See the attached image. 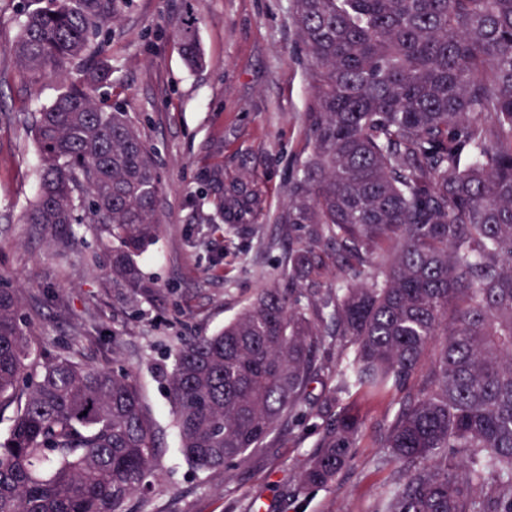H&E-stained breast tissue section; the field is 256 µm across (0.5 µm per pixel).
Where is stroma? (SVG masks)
<instances>
[{
    "label": "stroma",
    "mask_w": 512,
    "mask_h": 512,
    "mask_svg": "<svg viewBox=\"0 0 512 512\" xmlns=\"http://www.w3.org/2000/svg\"><path fill=\"white\" fill-rule=\"evenodd\" d=\"M26 0H0V281L19 288L34 336L54 354L78 352L96 365L119 363L138 382L161 438L153 490L130 512H373L383 487L399 479L381 464L383 431L397 395L346 396L362 426L354 460L334 482L303 489L307 458L337 412L325 394L331 377L311 386L324 413L284 419L263 447L228 469L200 473L181 457L162 377L185 338L222 329L265 287L288 285V184L311 151L307 106L312 90L298 44L291 0H116L107 26L112 100L156 148L165 191L158 240L137 256L153 296L113 281L107 234L88 224L67 233L62 250L23 215L39 181L37 147L26 127L48 104L55 84L34 85L11 47ZM195 20L205 65L184 62L175 34ZM224 169L225 185L259 200L243 229L213 232L196 223L207 169ZM116 339L115 358L101 340Z\"/></svg>",
    "instance_id": "obj_1"
}]
</instances>
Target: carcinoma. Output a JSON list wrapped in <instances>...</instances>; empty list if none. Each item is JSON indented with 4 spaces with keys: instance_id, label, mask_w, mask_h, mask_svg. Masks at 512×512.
<instances>
[{
    "instance_id": "carcinoma-1",
    "label": "carcinoma",
    "mask_w": 512,
    "mask_h": 512,
    "mask_svg": "<svg viewBox=\"0 0 512 512\" xmlns=\"http://www.w3.org/2000/svg\"><path fill=\"white\" fill-rule=\"evenodd\" d=\"M313 89L311 153L288 186L292 288H266L165 374L184 460L226 469L285 415L319 412L307 388L336 337V388L403 396L381 462L405 481L374 512H512V0H292ZM115 0H27L13 46L32 84L40 182L24 215L55 231L99 224L112 279L148 295L135 257L161 231L155 149L112 104L104 28ZM191 67L195 30L176 34ZM214 231L258 207L208 176ZM326 245L345 265L314 287ZM0 512H127L162 452L140 387L31 340L23 297L0 287ZM361 421L343 411L300 481L350 462Z\"/></svg>"
}]
</instances>
